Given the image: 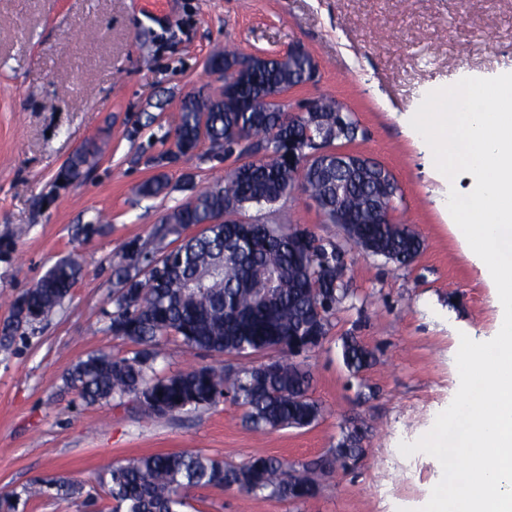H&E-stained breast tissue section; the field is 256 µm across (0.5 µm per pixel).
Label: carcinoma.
<instances>
[{"mask_svg":"<svg viewBox=\"0 0 512 512\" xmlns=\"http://www.w3.org/2000/svg\"><path fill=\"white\" fill-rule=\"evenodd\" d=\"M241 58L238 50L226 48L208 61L209 71L226 70L224 82L237 88L241 106L234 109L203 92L184 98L173 147L189 157L205 138L224 151V157L235 154L250 161L197 190L164 217L155 239L162 244L171 237L179 245L158 248L152 254L155 267L139 274L146 249L136 242L127 246L115 269L110 327L112 335L131 341L137 349L130 356L91 354L68 370L66 383L89 403L134 395L141 398L146 413L164 417L209 409L229 399L244 408V420L256 432L309 426L322 414L309 395L311 374L294 357L322 346L330 317L350 298L346 286L336 289L334 280L325 276V270H336V255L342 249L323 238L314 251L299 249L294 238L303 228L297 225L259 220L247 229L235 222L208 224L226 203L241 209L278 203L294 181L288 143L299 149L309 138H319L315 129L300 122L278 124L281 106L275 95L307 81V58L269 60L248 81L227 73ZM97 155L93 143L76 149L56 180L67 185L80 180ZM386 175L375 163L329 174L308 172L311 192L330 204L323 209L324 223H336V209L343 210L356 225L359 244L407 266L422 251L419 235L404 224H379L373 214ZM167 186L161 173L143 182L138 192L156 197ZM200 224L201 232L183 236L187 228ZM81 275L78 255H69L15 298L0 327V346H10L25 327L60 306ZM170 340L219 360L161 377L154 373V364L165 358ZM261 351L273 353L264 366L235 368L220 360L223 355L246 359ZM341 355L354 376L376 360L375 352L355 336L343 337ZM330 455L337 460L360 459L361 442L354 431L344 432ZM323 473L317 464L296 467L274 457H253L233 465L181 451L114 464L108 493L112 512H188V492L208 486L237 488L259 501L277 497L300 503L317 493ZM53 488L59 497L83 493V486L70 480H57ZM45 494L44 485L36 482L1 494L0 512H15L19 501Z\"/></svg>","mask_w":512,"mask_h":512,"instance_id":"1","label":"carcinoma"}]
</instances>
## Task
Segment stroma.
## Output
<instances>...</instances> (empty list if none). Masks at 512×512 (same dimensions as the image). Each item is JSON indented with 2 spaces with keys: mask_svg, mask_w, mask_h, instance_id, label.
<instances>
[{
  "mask_svg": "<svg viewBox=\"0 0 512 512\" xmlns=\"http://www.w3.org/2000/svg\"><path fill=\"white\" fill-rule=\"evenodd\" d=\"M298 45L319 73L284 95L288 110L325 96L347 106L358 135L335 148L392 173V220L411 226L423 251L400 267L349 249L350 298L323 346L299 358L323 408L308 427L259 433L229 401L172 417L148 415L132 397L85 404L64 382L68 369L92 353L135 349L110 329L113 263L128 243L151 244L156 225L193 189L239 163L215 158L205 141L167 168L165 195L138 194L154 173L151 158L171 147L165 135L182 99L219 88L206 67L215 51L272 56ZM510 71L512 0H0V322L58 259L76 251L84 267L60 307L0 347V493L65 478L93 502L45 497L18 512H108L113 463L177 451L234 464L256 456L308 463L357 428L360 463L324 476L304 502L217 487L192 489L190 502L196 512H417L442 469L428 454L403 456L399 445L426 434L452 402L456 337L493 339L497 315L440 207L450 190L467 192L469 179L436 169L410 119L430 91ZM93 138L103 146L97 165L56 189L61 166ZM250 213L344 241L299 188L279 212ZM86 224L107 231L87 237ZM346 335L377 354L356 376L341 358Z\"/></svg>",
  "mask_w": 512,
  "mask_h": 512,
  "instance_id": "35a3bbf8",
  "label": "stroma"
}]
</instances>
